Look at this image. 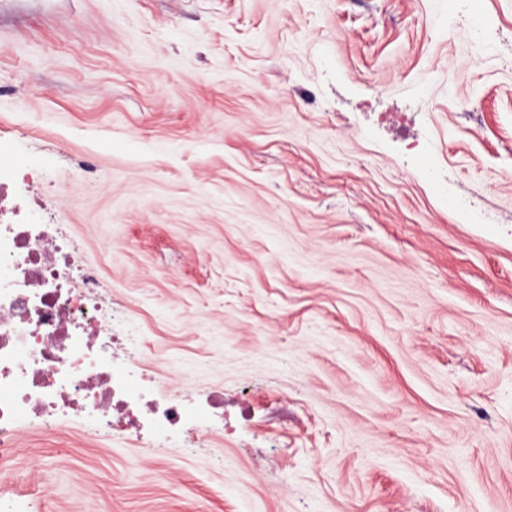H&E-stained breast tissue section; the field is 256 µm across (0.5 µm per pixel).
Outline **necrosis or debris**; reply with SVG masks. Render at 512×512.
Instances as JSON below:
<instances>
[{
    "instance_id": "obj_1",
    "label": "necrosis or debris",
    "mask_w": 512,
    "mask_h": 512,
    "mask_svg": "<svg viewBox=\"0 0 512 512\" xmlns=\"http://www.w3.org/2000/svg\"><path fill=\"white\" fill-rule=\"evenodd\" d=\"M27 165L0 141V459L12 454L19 422L49 429L73 413L97 431L130 435L148 425L159 446L175 429H200V411L175 395L157 404L144 396L133 365L114 363L112 316L95 269L67 283L76 252L67 235L42 234L36 211L6 223L14 178ZM91 324L102 338L96 346L80 333Z\"/></svg>"
}]
</instances>
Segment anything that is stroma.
Wrapping results in <instances>:
<instances>
[{"label": "stroma", "mask_w": 512, "mask_h": 512, "mask_svg": "<svg viewBox=\"0 0 512 512\" xmlns=\"http://www.w3.org/2000/svg\"><path fill=\"white\" fill-rule=\"evenodd\" d=\"M0 140L210 408L20 423L17 512H512V0H0Z\"/></svg>", "instance_id": "obj_1"}]
</instances>
